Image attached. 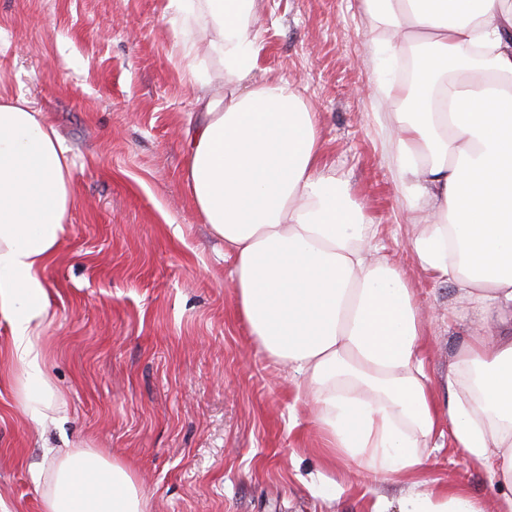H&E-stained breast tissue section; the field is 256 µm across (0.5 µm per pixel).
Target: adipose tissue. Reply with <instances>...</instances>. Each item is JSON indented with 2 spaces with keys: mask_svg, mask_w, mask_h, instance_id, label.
<instances>
[{
  "mask_svg": "<svg viewBox=\"0 0 512 512\" xmlns=\"http://www.w3.org/2000/svg\"><path fill=\"white\" fill-rule=\"evenodd\" d=\"M256 0H169L204 15L220 85L198 84L183 180L224 241L237 312L263 350L287 363L330 454L375 478L427 462L440 423L473 462L512 486V0H363L391 50L409 46L416 80L386 82L396 176L419 267L452 282L465 313L495 319L471 337L440 390L420 356L423 323L346 181L327 169L317 115L297 86L257 78ZM75 203L57 130L24 98L0 101V315L11 324L7 383L30 419L64 407L39 328L50 319L43 272ZM130 469L91 448L59 453L45 512H144ZM399 512H481L454 491H418Z\"/></svg>",
  "mask_w": 512,
  "mask_h": 512,
  "instance_id": "adipose-tissue-1",
  "label": "adipose tissue"
}]
</instances>
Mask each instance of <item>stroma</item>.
<instances>
[{
  "label": "stroma",
  "mask_w": 512,
  "mask_h": 512,
  "mask_svg": "<svg viewBox=\"0 0 512 512\" xmlns=\"http://www.w3.org/2000/svg\"><path fill=\"white\" fill-rule=\"evenodd\" d=\"M167 0H0V95L25 97L69 149L76 205L55 259L52 319L39 329L66 410L38 425L0 387V512H43L58 451L94 448L131 469L145 512H372L421 481L482 512L507 493L445 443L417 480L374 479L328 462L296 380L268 358L236 309L224 243L182 173L198 89L175 45L197 23ZM259 68L295 81L318 115L336 178L406 272L423 309L431 380L469 322L456 289L415 267L407 202L375 119L395 65L362 0H256Z\"/></svg>",
  "instance_id": "obj_1"
}]
</instances>
